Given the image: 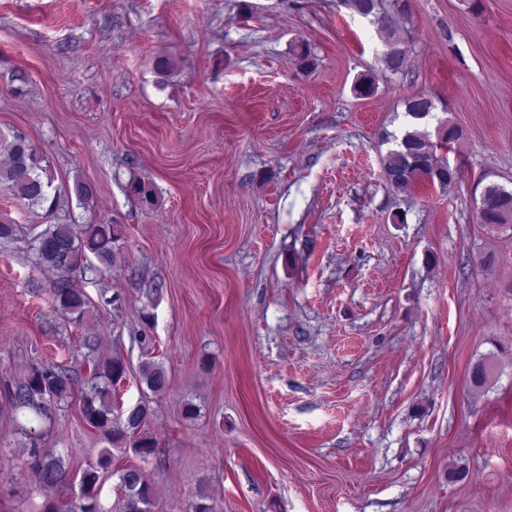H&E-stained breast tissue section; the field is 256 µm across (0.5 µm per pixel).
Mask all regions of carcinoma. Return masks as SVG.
<instances>
[{
  "label": "carcinoma",
  "mask_w": 512,
  "mask_h": 512,
  "mask_svg": "<svg viewBox=\"0 0 512 512\" xmlns=\"http://www.w3.org/2000/svg\"><path fill=\"white\" fill-rule=\"evenodd\" d=\"M343 5L353 13L373 17L387 34L388 49L384 53L385 68L392 72L395 67L405 68L406 62H397L396 50L403 40L381 0H343ZM404 117L423 120L432 116L437 109L433 97L413 95L406 99ZM395 147L389 150L383 163V174L388 183L403 188L412 182L425 181L438 185L440 189L451 188L448 181V165L442 163L433 151L429 135L417 128L408 129L403 136H393ZM53 178L48 166L36 148L21 133L6 136L0 133V187L14 193L31 207H40L46 214L53 215L59 192H51ZM82 203L93 201L94 187L85 181L75 180L67 188ZM484 209L478 214L479 223L491 231L512 230V188L491 182L484 186ZM120 239L116 224H49L33 240V250L38 264L61 273L52 283L50 292L57 309L67 319L82 322L88 309L86 295L74 288L69 273L79 268L86 259V253L94 254L108 266L113 258V245ZM127 366L119 357H111L93 364V372L82 396L81 412L85 420L112 440L125 442L133 453L143 460L152 457L157 441L145 427L150 419V407L138 403L129 408L124 420H112L114 404L112 390L126 377ZM492 374V367L484 362L476 363L471 371V384L483 387ZM141 379L155 394L168 388V375L158 363H146L141 367ZM72 397L71 377L61 366L33 369L24 384L14 393L17 405L29 409L38 420L49 417L52 410L68 402ZM31 441L28 468L33 473L38 488L50 492L68 482V470L63 460L37 448L42 439L39 427L31 425L24 429ZM99 476L90 467L83 473L80 483L79 502L69 512H99L97 482ZM123 490L118 512H152L154 492L144 471L129 467L120 475Z\"/></svg>",
  "instance_id": "cac0c4a2"
}]
</instances>
